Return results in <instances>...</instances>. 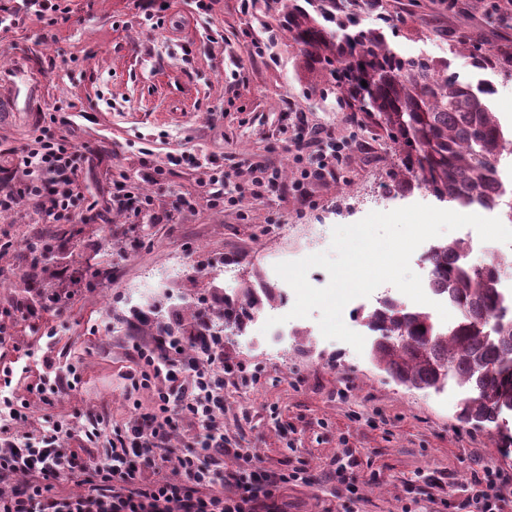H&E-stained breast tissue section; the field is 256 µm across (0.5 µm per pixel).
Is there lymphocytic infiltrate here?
Here are the masks:
<instances>
[{"instance_id": "1", "label": "lymphocytic infiltrate", "mask_w": 512, "mask_h": 512, "mask_svg": "<svg viewBox=\"0 0 512 512\" xmlns=\"http://www.w3.org/2000/svg\"><path fill=\"white\" fill-rule=\"evenodd\" d=\"M71 0H0V34L17 26L19 13L53 26L67 19ZM58 130L40 128L15 149L20 171L16 188L0 193V212L32 204L53 223L69 224L85 195L81 190L80 154ZM132 360L134 387L154 391L151 410L134 407L125 425L113 427L103 415H88L82 427L52 422L39 437L0 438V512H283L276 492L289 483L314 484L307 468L285 473L264 469L243 455L224 432V377L239 372L254 384L259 370L224 360V339L212 336L200 359L188 361L181 344L164 340L161 348L138 345ZM80 382L76 369L42 373L28 387L29 397H4L8 417L24 421L31 400L51 405ZM187 418L201 428L192 441L171 444L176 422ZM101 449L103 461L92 465L81 449ZM237 458L227 470L224 457ZM73 479L82 491L48 492V484ZM512 474L485 465L471 473L472 512H506L503 490Z\"/></svg>"}]
</instances>
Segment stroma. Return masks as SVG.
<instances>
[{"label":"stroma","instance_id":"obj_1","mask_svg":"<svg viewBox=\"0 0 512 512\" xmlns=\"http://www.w3.org/2000/svg\"><path fill=\"white\" fill-rule=\"evenodd\" d=\"M68 21L43 26L25 16L17 32L0 42V78L26 49L46 84L43 113L61 108L66 134L86 161L83 192L89 203L58 249L90 250L99 231H111L105 256L110 278L74 265L57 289L61 313L49 323L12 312L13 346L6 360L29 353L31 371L76 366L81 384L55 405L31 403L19 433L36 434L52 416L83 424L88 411L104 412L123 425L133 403L152 406V392L132 390L133 347L121 315L151 296L199 298L209 281L235 288L250 268L270 272L284 261L328 251L332 230L369 213L415 203L431 205L425 190L398 195L390 142L374 120L344 112L335 94L323 93L317 71L303 66L295 44L280 39L267 55L251 57L275 19L247 14L240 0H212L208 40L187 0H169L163 22L145 24L139 0H75ZM390 13L410 20L391 47L405 57L429 55L450 61L452 71L493 85L489 98L503 127H512V74L476 68L466 45L482 46L497 59L512 56V15L492 0H387ZM324 129L312 140V128ZM343 144L342 162L321 179L304 178L311 155H332ZM183 151L206 157L207 168L169 164ZM264 170L260 195L246 172ZM225 176L223 205L209 200L208 171ZM148 197L139 212L112 209L119 191ZM190 200L177 210L176 199ZM31 207L0 213V283L15 281L14 257L33 232L49 228ZM198 285L186 290L188 277ZM271 311L250 323L243 336L224 341V359L259 365L258 384L224 381V430L238 436L262 466L288 471L306 466L320 475L337 458L351 457L358 495L340 483L287 484L286 512H433L422 473L441 476L447 512H464V488L476 465L512 471V451L487 432L457 418L463 397L455 382L440 391L410 389L380 370L369 352L325 339L317 316L297 319L299 336L277 343L262 331Z\"/></svg>","mask_w":512,"mask_h":512}]
</instances>
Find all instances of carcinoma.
I'll return each instance as SVG.
<instances>
[{
  "instance_id": "carcinoma-1",
  "label": "carcinoma",
  "mask_w": 512,
  "mask_h": 512,
  "mask_svg": "<svg viewBox=\"0 0 512 512\" xmlns=\"http://www.w3.org/2000/svg\"><path fill=\"white\" fill-rule=\"evenodd\" d=\"M278 22L282 34L299 46L301 63L331 83L347 112L375 114L397 156L395 183L417 186L440 201L462 207L492 209L509 205L495 179V161L512 140L487 103V84L474 90L445 60L396 53L385 34L407 23L393 16L383 0H255ZM376 17L375 27L365 20ZM366 85H361V81ZM35 233L18 255L23 292L30 302L53 308L59 302L48 265L51 244ZM458 239L432 251L433 282L460 312L444 329L426 309L411 310L386 298L361 315L375 333L372 356L398 383L415 389H438L448 378L465 392L458 418L483 427L500 447H512V430L504 414L512 413V317L501 307L498 265L474 266L461 259ZM210 299L167 309L148 302L133 309L130 327L138 336H180L187 348L208 336H238L263 307L283 300L278 288L259 271L243 280L233 296L210 282Z\"/></svg>"
}]
</instances>
